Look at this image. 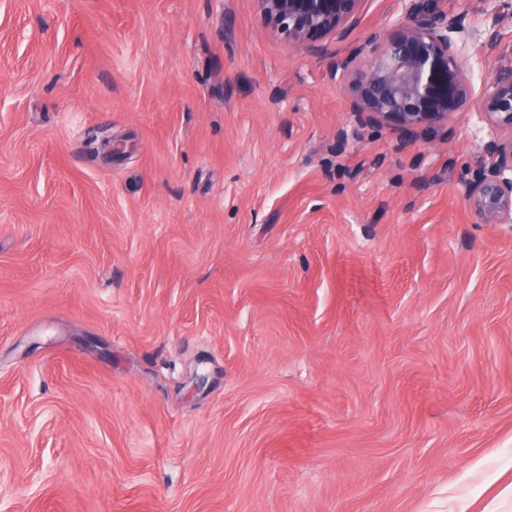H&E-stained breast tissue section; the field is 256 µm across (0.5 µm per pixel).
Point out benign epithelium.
Returning <instances> with one entry per match:
<instances>
[{
	"label": "benign epithelium",
	"mask_w": 512,
	"mask_h": 512,
	"mask_svg": "<svg viewBox=\"0 0 512 512\" xmlns=\"http://www.w3.org/2000/svg\"><path fill=\"white\" fill-rule=\"evenodd\" d=\"M264 22L295 46L340 35L353 21L362 0H257ZM399 33L372 39L337 61L354 94L353 106L377 118L396 116L407 127L448 123V116L470 105L492 129L490 162L477 165L464 182L469 209L482 224H512V63L499 67L473 94L451 34L460 32L458 16L432 13L413 4L398 19ZM486 48L512 60V43L502 44L494 28Z\"/></svg>",
	"instance_id": "obj_1"
}]
</instances>
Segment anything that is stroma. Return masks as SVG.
I'll use <instances>...</instances> for the list:
<instances>
[{
    "label": "stroma",
    "instance_id": "obj_1",
    "mask_svg": "<svg viewBox=\"0 0 512 512\" xmlns=\"http://www.w3.org/2000/svg\"><path fill=\"white\" fill-rule=\"evenodd\" d=\"M408 4L307 51L257 0H0V512H512L490 128L374 121L336 69ZM436 5L480 91L512 0Z\"/></svg>",
    "mask_w": 512,
    "mask_h": 512
}]
</instances>
